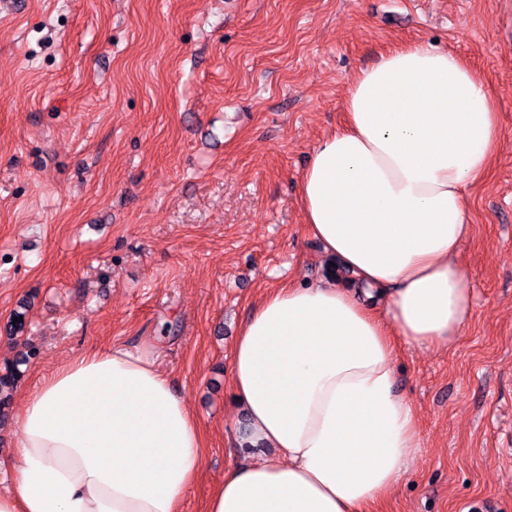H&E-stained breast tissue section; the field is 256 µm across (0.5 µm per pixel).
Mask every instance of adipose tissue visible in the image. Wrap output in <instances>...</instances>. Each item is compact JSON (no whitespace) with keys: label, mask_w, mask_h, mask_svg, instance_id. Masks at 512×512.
Wrapping results in <instances>:
<instances>
[{"label":"adipose tissue","mask_w":512,"mask_h":512,"mask_svg":"<svg viewBox=\"0 0 512 512\" xmlns=\"http://www.w3.org/2000/svg\"><path fill=\"white\" fill-rule=\"evenodd\" d=\"M343 127L301 180L309 234L359 280L269 289L231 354L249 446L207 512H367L421 447L396 343L447 347L470 317L467 191L504 146L495 97L458 55L390 48L348 83ZM0 512H185L203 439L155 347L91 348L40 380L16 421ZM269 454L257 451V444Z\"/></svg>","instance_id":"adipose-tissue-1"}]
</instances>
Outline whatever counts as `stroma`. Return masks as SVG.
Masks as SVG:
<instances>
[{"label": "stroma", "instance_id": "35a3bbf8", "mask_svg": "<svg viewBox=\"0 0 512 512\" xmlns=\"http://www.w3.org/2000/svg\"><path fill=\"white\" fill-rule=\"evenodd\" d=\"M438 43L485 79L504 148L468 193L469 322L399 347L421 448L370 512H512V0H22L0 9V325L35 346L5 421L96 345L153 341L205 437L186 512L235 463L231 348L267 289L328 278L301 176L349 80Z\"/></svg>", "mask_w": 512, "mask_h": 512}]
</instances>
